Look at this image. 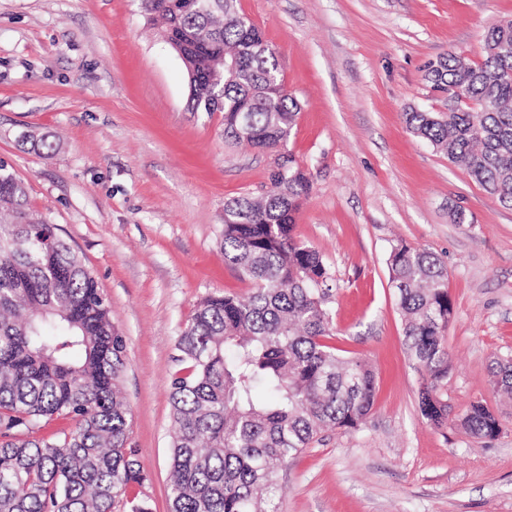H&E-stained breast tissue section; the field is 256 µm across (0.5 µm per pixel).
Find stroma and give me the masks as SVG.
I'll return each instance as SVG.
<instances>
[{
    "mask_svg": "<svg viewBox=\"0 0 512 512\" xmlns=\"http://www.w3.org/2000/svg\"><path fill=\"white\" fill-rule=\"evenodd\" d=\"M275 47L300 111L287 149L311 175L296 237L334 281L332 344L367 360L374 406L358 430L324 431L279 473L278 512H512V400L489 365L512 356V209L411 134V110L444 112L430 63L478 61L512 0H240ZM178 55L139 0H0V161L31 208L84 258L126 341L129 444L153 512H168L175 343L215 293L247 295L219 242L227 199L264 194L272 157L224 137V115L187 109ZM53 147L33 150L24 132ZM468 221L453 223L451 211ZM448 268L450 419L418 406L387 258L397 243ZM491 440L457 424L474 402ZM460 426L478 439H493L501 428L498 414L487 404L477 401L471 403L460 419Z\"/></svg>",
    "mask_w": 512,
    "mask_h": 512,
    "instance_id": "35a3bbf8",
    "label": "stroma"
}]
</instances>
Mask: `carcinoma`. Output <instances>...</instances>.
<instances>
[{
	"instance_id": "obj_1",
	"label": "carcinoma",
	"mask_w": 512,
	"mask_h": 512,
	"mask_svg": "<svg viewBox=\"0 0 512 512\" xmlns=\"http://www.w3.org/2000/svg\"><path fill=\"white\" fill-rule=\"evenodd\" d=\"M190 80L187 110L224 113L251 147L274 156L269 190L224 202V262L247 280L246 297L210 295L178 336L170 383V512H277V472L328 429H358L372 410L376 377L332 338L331 279L322 254L293 234L311 179L286 151L298 103L271 89L276 49L257 26L245 31L237 0H141ZM240 66L224 73V58ZM446 112H408L409 130L505 207H512V21L486 32L482 60L450 53L431 66ZM407 354L421 373L419 408L448 424L453 315L448 271L404 243L387 259ZM125 340L79 253L28 202L25 182L0 162V512H152L147 476L128 446L131 410L120 388ZM512 395V356L491 368ZM51 436L40 431L57 422ZM460 426L478 439L501 428L487 404L469 405Z\"/></svg>"
}]
</instances>
